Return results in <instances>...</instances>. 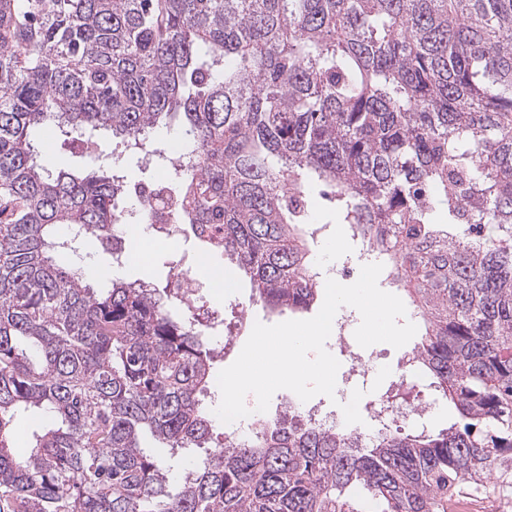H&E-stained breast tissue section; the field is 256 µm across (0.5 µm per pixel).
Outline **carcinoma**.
<instances>
[{
  "label": "carcinoma",
  "instance_id": "cac0c4a2",
  "mask_svg": "<svg viewBox=\"0 0 512 512\" xmlns=\"http://www.w3.org/2000/svg\"><path fill=\"white\" fill-rule=\"evenodd\" d=\"M173 121L193 161L172 189L206 252L267 309L308 310L324 188L407 292L417 366L462 426L361 438L290 406L206 446L213 313L60 265L80 237L119 239L132 192L30 141L105 130L160 162ZM493 475L512 479V0H0V512H361L353 487L376 512H448ZM38 424V417L27 415L19 418L13 432V452L17 456H24L29 450V434Z\"/></svg>",
  "mask_w": 512,
  "mask_h": 512
}]
</instances>
